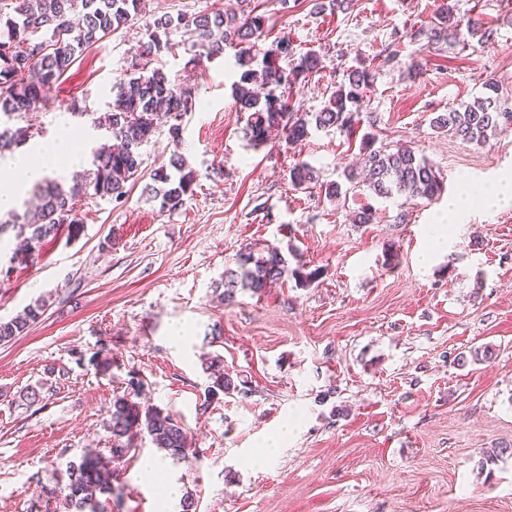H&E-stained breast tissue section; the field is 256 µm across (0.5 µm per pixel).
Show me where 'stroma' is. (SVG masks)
Listing matches in <instances>:
<instances>
[{
	"label": "stroma",
	"mask_w": 512,
	"mask_h": 512,
	"mask_svg": "<svg viewBox=\"0 0 512 512\" xmlns=\"http://www.w3.org/2000/svg\"><path fill=\"white\" fill-rule=\"evenodd\" d=\"M441 1L353 0L345 14L329 0H142L140 22L88 49L50 90L35 122L48 139L69 126L84 171L98 140L91 113L136 72L143 24L163 14H265L267 40L322 60L290 89L296 111H319L349 67L375 71L356 131L256 148L232 96L237 46L198 63L184 47L162 51L157 67L196 96L181 144L155 134L125 202L90 204L78 235L59 232L34 259L13 260L14 233L0 239V317L46 302L25 335L0 345V512H67L56 490L69 464L109 456L112 397L134 374L139 402L176 418L190 448L164 456L138 435L104 512H182L185 496L196 512H512V207L448 214L462 180H512V124L479 144L433 125L489 80L512 108V0H449L493 30L486 45L433 40ZM391 51L397 63H386ZM74 98L87 116L67 113ZM366 131L379 149L423 155L441 194L384 199L361 185L328 196ZM176 150L199 177L181 208L164 211L144 187ZM300 159L317 172L304 189L290 178ZM363 206L372 223H353ZM439 230L447 243L434 252ZM265 242L320 277L221 302L213 283L242 248ZM485 345L492 359L457 364ZM98 351L107 361L95 368ZM208 353L245 389L200 414ZM46 381L54 392L42 406L21 401ZM156 457L162 474L146 478L142 463Z\"/></svg>",
	"instance_id": "obj_1"
}]
</instances>
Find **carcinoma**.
<instances>
[{"mask_svg": "<svg viewBox=\"0 0 512 512\" xmlns=\"http://www.w3.org/2000/svg\"><path fill=\"white\" fill-rule=\"evenodd\" d=\"M140 11L141 0H0V155L40 135L26 123V115L46 107L47 91L60 82L76 54L133 25ZM436 20L434 37L438 39L446 34L464 41L476 37L480 43L491 39L492 32L479 20L456 17L447 2L439 6ZM265 32L264 15L250 11L238 20L220 9L195 16L164 14L145 25V38L138 44L142 59L139 76L116 84L112 110L100 113L93 121L94 128L109 133L117 146L92 150L90 169L73 178L67 188L54 178L34 187L32 208L0 217V236L12 230L26 251L40 252L44 242L55 238L62 228L80 231L86 220L83 205L98 199H125L128 185L142 178L140 149L156 134L160 120H165L172 142H181L183 118L195 108V94L169 79L162 69L149 68L162 49L175 46L171 42L175 33L188 37L200 56L223 53L224 44L230 40L241 45L237 62L242 73L234 83L233 94L239 110L248 113L246 135L254 145L266 144L275 131L290 145L305 140L312 128L351 130L371 82L369 69L347 70L321 110L292 112L285 93L299 81L320 73L322 62L314 52L296 56L293 44L286 40L260 52L257 46ZM274 56L290 59L291 68L284 70L272 60ZM486 89L490 94L437 116L433 126L469 143L486 141L500 118L512 115L500 108L494 96L495 83L487 82ZM374 139V134H364L360 147V164L366 172L363 183L374 195L432 199L442 192V179L424 156L408 146L392 152L377 150ZM150 178L152 183L145 186L148 199L160 201L162 210L173 211L193 192L197 171L174 154L169 166L155 169ZM291 180L296 188L311 182L313 166L307 161L295 163ZM289 275L308 284L319 273L288 269L287 259L276 246L250 245L240 250L213 288L222 301L230 303L240 290L258 293L284 282ZM45 307V302L38 300L15 317L0 320V344L23 335ZM203 365L210 385L196 410L204 414L220 396L240 388L225 372L219 357L207 358ZM109 429L111 457L89 454L69 466L68 482L59 493L74 512H99L98 496L112 493L118 465L134 449L136 435L147 434L155 447L173 457L186 455L189 448L186 433L176 419L125 392L112 398Z\"/></svg>", "mask_w": 512, "mask_h": 512, "instance_id": "1", "label": "carcinoma"}]
</instances>
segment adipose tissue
<instances>
[{"label": "adipose tissue", "mask_w": 512, "mask_h": 512, "mask_svg": "<svg viewBox=\"0 0 512 512\" xmlns=\"http://www.w3.org/2000/svg\"><path fill=\"white\" fill-rule=\"evenodd\" d=\"M79 147L68 133L26 146L0 166V214L17 209L26 193L42 183L63 162L76 159Z\"/></svg>", "instance_id": "obj_1"}]
</instances>
